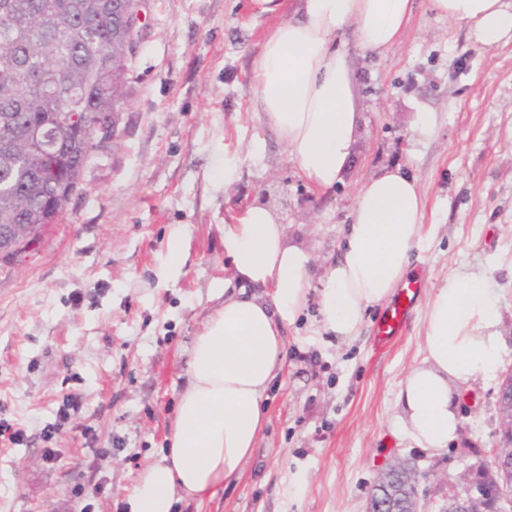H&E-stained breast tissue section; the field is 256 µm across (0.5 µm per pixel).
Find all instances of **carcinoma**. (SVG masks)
<instances>
[{"label":"carcinoma","instance_id":"cac0c4a2","mask_svg":"<svg viewBox=\"0 0 512 512\" xmlns=\"http://www.w3.org/2000/svg\"><path fill=\"white\" fill-rule=\"evenodd\" d=\"M137 6L0 0V225L53 224L79 190L123 99Z\"/></svg>","mask_w":512,"mask_h":512}]
</instances>
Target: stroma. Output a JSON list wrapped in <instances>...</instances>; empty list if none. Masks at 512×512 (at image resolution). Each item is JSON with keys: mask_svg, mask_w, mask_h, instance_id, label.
Returning <instances> with one entry per match:
<instances>
[{"mask_svg": "<svg viewBox=\"0 0 512 512\" xmlns=\"http://www.w3.org/2000/svg\"><path fill=\"white\" fill-rule=\"evenodd\" d=\"M293 3L264 13L254 0H141L115 139L34 250L0 262V422L25 433L0 447V512H125L126 488L168 446L194 337L224 302L220 228L258 200L313 253L309 299L286 329L241 477L175 512H366L378 475L400 460L420 475L421 512H440L449 484L491 451L500 378L460 388L461 434L443 453L412 447L394 418L399 384L424 356L428 303L449 275L483 278L512 367V38L485 48L430 0H413L386 52L364 49L354 27L338 32L360 127L342 182L320 191L253 110L263 38ZM422 111L437 115L427 136L411 129ZM228 156L237 169L227 183L215 170ZM396 167L426 200L411 262L421 288L391 341L376 337L380 305L342 342L322 329V276L358 188ZM175 237L182 262L170 273ZM71 395L80 407L45 438Z\"/></svg>", "mask_w": 512, "mask_h": 512, "instance_id": "35a3bbf8", "label": "stroma"}]
</instances>
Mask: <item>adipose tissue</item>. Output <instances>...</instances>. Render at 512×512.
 Listing matches in <instances>:
<instances>
[{
    "mask_svg": "<svg viewBox=\"0 0 512 512\" xmlns=\"http://www.w3.org/2000/svg\"><path fill=\"white\" fill-rule=\"evenodd\" d=\"M439 15L470 27L487 48L512 37V0H431ZM412 16V0H296L291 18L266 35L256 67V110L306 183H339L358 137L356 79L336 35L354 26L360 45L384 52ZM425 200L417 179L389 169L356 195L341 253L325 272L324 330L345 341L366 311L387 302L406 278ZM230 277L216 280L223 305L196 335L188 384L166 454L124 497L128 512H173L182 497L202 500L239 477L264 425L266 393L285 357L284 330L304 308L314 257L290 241L266 205H248L224 225ZM502 314L478 276H450L430 301L424 356L396 395L395 426L416 447L438 453L462 422L459 389L494 378L502 364Z\"/></svg>",
    "mask_w": 512,
    "mask_h": 512,
    "instance_id": "adipose-tissue-1",
    "label": "adipose tissue"
}]
</instances>
